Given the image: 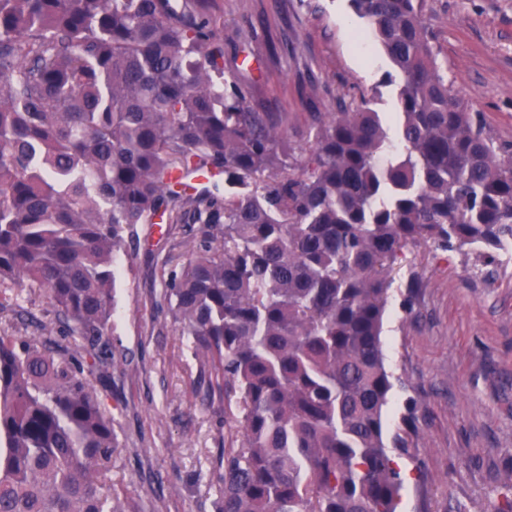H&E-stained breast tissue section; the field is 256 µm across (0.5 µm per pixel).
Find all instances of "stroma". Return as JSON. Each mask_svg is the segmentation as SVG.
Segmentation results:
<instances>
[{
	"instance_id": "stroma-1",
	"label": "stroma",
	"mask_w": 512,
	"mask_h": 512,
	"mask_svg": "<svg viewBox=\"0 0 512 512\" xmlns=\"http://www.w3.org/2000/svg\"><path fill=\"white\" fill-rule=\"evenodd\" d=\"M206 15L225 72L284 113L296 148L308 113L341 100L394 116L401 77L349 0H208ZM427 19L456 96L512 145V0H427ZM262 28L270 41L248 42ZM138 230V248L114 264L117 314L104 335L114 358L90 378L114 418L112 483L133 512H214L235 411L176 329L159 272L165 260L180 269L200 227ZM60 324L44 289L0 286V335L36 340ZM382 341L396 381L387 429L411 413L419 434L415 457L399 460L401 512H497L512 495V259L479 268L471 254L408 249Z\"/></svg>"
}]
</instances>
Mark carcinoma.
Masks as SVG:
<instances>
[{"instance_id":"cac0c4a2","label":"carcinoma","mask_w":512,"mask_h":512,"mask_svg":"<svg viewBox=\"0 0 512 512\" xmlns=\"http://www.w3.org/2000/svg\"><path fill=\"white\" fill-rule=\"evenodd\" d=\"M350 2L402 76L398 132L341 99L298 160L198 7L0 0V284L45 289L86 341L0 336V512H126L88 376L112 364L114 257L155 222L202 225L161 280L236 409L215 512H397L417 426L385 431L391 273L421 245L512 246V148L453 94L424 0ZM214 172L224 193L192 183Z\"/></svg>"}]
</instances>
